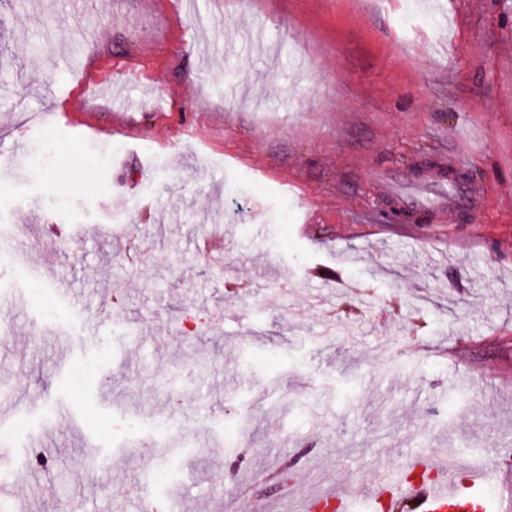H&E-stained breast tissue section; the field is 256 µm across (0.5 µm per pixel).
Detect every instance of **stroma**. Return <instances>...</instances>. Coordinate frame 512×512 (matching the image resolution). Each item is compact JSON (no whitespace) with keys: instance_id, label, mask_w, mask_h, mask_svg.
<instances>
[{"instance_id":"35a3bbf8","label":"stroma","mask_w":512,"mask_h":512,"mask_svg":"<svg viewBox=\"0 0 512 512\" xmlns=\"http://www.w3.org/2000/svg\"><path fill=\"white\" fill-rule=\"evenodd\" d=\"M401 2L0 0V504L248 512L512 443V0ZM430 164L457 223L382 191ZM386 193L394 196L404 209H430L437 213L448 224H454L460 212L471 208L477 203V193L471 184L459 177L450 182L448 194L430 200L403 194L397 190L391 179L382 181Z\"/></svg>"}]
</instances>
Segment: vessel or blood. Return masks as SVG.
<instances>
[{
	"instance_id": "vessel-or-blood-1",
	"label": "vessel or blood",
	"mask_w": 512,
	"mask_h": 512,
	"mask_svg": "<svg viewBox=\"0 0 512 512\" xmlns=\"http://www.w3.org/2000/svg\"><path fill=\"white\" fill-rule=\"evenodd\" d=\"M429 185L448 184L447 194L435 199L398 192L392 180H384L386 193L396 196L402 208L430 209L439 218L455 223L460 212L477 202V193L464 179L447 183L441 172L423 171ZM409 478H381L366 499L354 498L342 486L329 484L302 496L300 512H445L448 505L463 504L470 512H512V473L505 470L470 468L457 477L443 454H419L407 464Z\"/></svg>"
}]
</instances>
